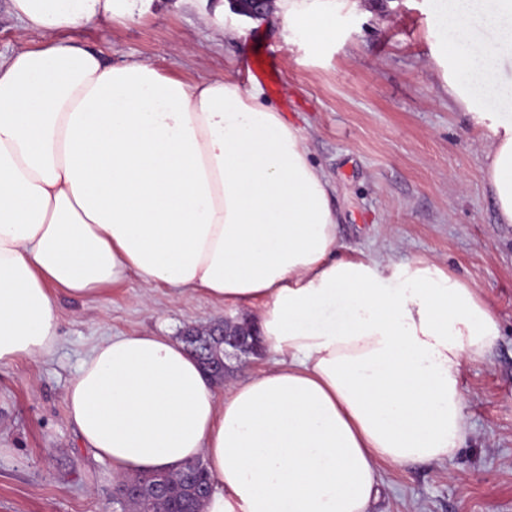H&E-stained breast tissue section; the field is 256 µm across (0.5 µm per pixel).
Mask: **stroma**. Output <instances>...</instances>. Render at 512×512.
Here are the masks:
<instances>
[{
  "label": "stroma",
  "mask_w": 512,
  "mask_h": 512,
  "mask_svg": "<svg viewBox=\"0 0 512 512\" xmlns=\"http://www.w3.org/2000/svg\"><path fill=\"white\" fill-rule=\"evenodd\" d=\"M210 0H153L128 21L88 24L70 37L108 64L136 56L188 83L241 76L261 43L281 63L265 101L302 136L327 174L341 254L428 257L478 288L500 335L490 360L467 363L461 388L469 434L439 463L383 466L373 512H512V228L499 224L485 189L484 143L450 106L435 55L452 37L448 0H363L336 12V32L313 48L284 17L253 19L224 0L220 38L204 17ZM10 0H0V53L38 48ZM61 313L52 353L0 366V512H115L116 479L66 414L64 393L80 362L110 336L206 327L233 308L203 293L136 276L102 301L56 291Z\"/></svg>",
  "instance_id": "1"
}]
</instances>
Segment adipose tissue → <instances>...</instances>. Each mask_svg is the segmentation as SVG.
<instances>
[{
    "mask_svg": "<svg viewBox=\"0 0 512 512\" xmlns=\"http://www.w3.org/2000/svg\"><path fill=\"white\" fill-rule=\"evenodd\" d=\"M149 2L11 0L48 42L0 55V366L54 349L55 289L95 301L133 274L202 292L249 315L272 363L222 391L173 337L107 338L65 393L87 448L118 476L202 459L204 512H370L381 465L444 461L466 439L463 369L488 360L497 319L433 260L339 256L330 181L260 87L108 66L68 37ZM276 7L310 43L332 37L324 9ZM454 12L436 60L512 225V117L484 100L512 61V0ZM477 25L499 29L494 47Z\"/></svg>",
    "mask_w": 512,
    "mask_h": 512,
    "instance_id": "1",
    "label": "adipose tissue"
}]
</instances>
